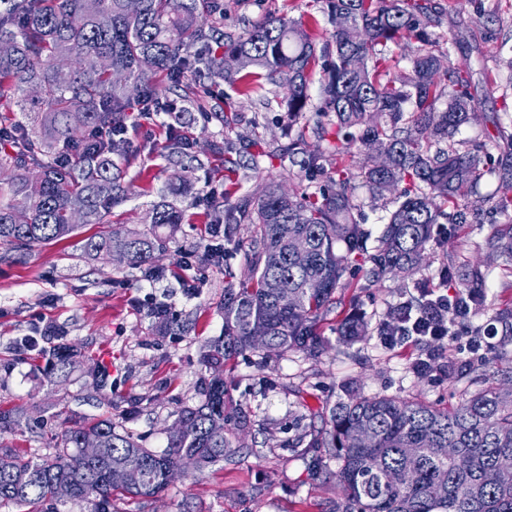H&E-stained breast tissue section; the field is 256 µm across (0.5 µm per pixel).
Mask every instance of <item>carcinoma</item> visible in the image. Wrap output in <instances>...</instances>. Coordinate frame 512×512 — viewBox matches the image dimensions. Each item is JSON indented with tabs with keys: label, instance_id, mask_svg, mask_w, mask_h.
Masks as SVG:
<instances>
[{
	"label": "carcinoma",
	"instance_id": "cac0c4a2",
	"mask_svg": "<svg viewBox=\"0 0 512 512\" xmlns=\"http://www.w3.org/2000/svg\"><path fill=\"white\" fill-rule=\"evenodd\" d=\"M333 27L321 48L309 24L276 15L242 32L225 31L210 22L219 0H0V248L32 250L75 237L86 224H101L127 199L125 172L140 149L127 138V122L142 108L177 102L200 108L197 87L224 82L250 98L265 86L283 88L277 106L288 112V157L303 154L300 168L307 184L290 192L272 182L259 196L224 192L212 204L211 224L224 225V241L239 249L249 274L224 289V330L201 351L207 375L200 379V401L177 411L178 432L166 448H145L131 432L112 421L67 418L49 452L32 458L10 454L12 469L0 471V510L28 506L30 512H58L54 487L76 488L70 503L84 512H114L112 494L148 501L169 485L168 472L193 466L202 472L235 461L239 439L251 434L250 412L233 402L224 368L245 352L284 356L302 352L320 356L329 343L318 332L323 313L336 306L342 278L368 252L370 233L355 218L361 210L350 166L327 173L324 156L304 149L306 132L328 140L329 152L341 159L357 150L360 177L373 199L388 211L377 237L368 279L386 275L406 281L429 264V245L437 224H472L478 213L459 204L479 194L490 170L482 156L499 148L497 139L483 153L455 139L472 118L470 76L452 65L453 42L432 38L430 0H325ZM345 16L362 31L350 41L339 25ZM415 40L408 68L386 65L383 48ZM319 84L320 104L313 106L312 86ZM446 100V107L437 103ZM315 109L312 127L297 120ZM158 149L176 170L147 210L149 228H114L78 241L80 256L97 260L117 252L148 275L166 249L162 227L185 223L197 193L187 176L190 165L204 167L194 141L183 127L168 130ZM224 151L231 170H255L261 154L243 163L233 157L234 141L213 146ZM330 182L312 188L317 178ZM493 209L512 211V184L499 189ZM253 228L247 243L237 233ZM308 241L309 253L298 259L293 239ZM486 257L512 267V220L496 226L485 241ZM490 271L484 261L451 257L439 276L458 288L449 297L448 327L463 312L483 304V283ZM313 279L323 288H309ZM438 314L429 298L408 291L384 313L378 335L392 336L411 327L419 316ZM147 316L168 334L173 322L167 306L155 303ZM512 336V307L492 311ZM267 325L268 335H252L253 325ZM370 321L358 311L336 321L337 342L352 345L368 335ZM65 332L48 325L33 347L51 365L55 379L77 367L79 353ZM24 412L0 410V434L22 428ZM371 435L356 441L355 430ZM96 443L88 457L85 443ZM291 451L308 459L317 478L334 475L344 497L330 512H512V470L498 484L483 483L485 470L500 458H512V365L491 371L481 384L464 391L448 409L388 396H363L350 387L326 408L322 426L298 435ZM405 448L416 453L408 456ZM143 474L139 489L123 484L122 470ZM112 481H107V471Z\"/></svg>",
	"mask_w": 512,
	"mask_h": 512
}]
</instances>
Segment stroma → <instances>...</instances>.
<instances>
[{"label":"stroma","mask_w":512,"mask_h":512,"mask_svg":"<svg viewBox=\"0 0 512 512\" xmlns=\"http://www.w3.org/2000/svg\"><path fill=\"white\" fill-rule=\"evenodd\" d=\"M437 10L431 31L440 38H455L458 47L453 66L471 72L473 111L461 138L479 144L495 136L494 120L512 114V86L499 80V46L512 36V0H435ZM225 29L240 31L269 15L290 19L315 16L310 32L316 41L328 38L324 0H221ZM224 84L209 86L204 99L206 115H193L189 132L195 149L208 152V167L196 171L197 182L212 180L220 186H240L247 193L261 192L272 181L285 180L289 190L299 189V178L288 176L287 156L281 146L288 140L282 129L288 123L284 110L260 111L256 101L233 96L225 100ZM224 119H217V112ZM233 124H226V117ZM128 136L140 154L129 167L125 180L134 195L114 208L112 226L140 227L145 220L142 190L157 191L171 169L163 156L148 153L147 145L163 143L166 127L130 126ZM243 140L242 158H249L251 144L270 151L260 170L247 181L226 170L224 158L211 154L212 144L224 139ZM486 164L493 168L480 186L483 198L480 220L458 227L444 224L442 237L431 251L428 267L417 274L420 282L439 286L436 273L447 256L475 259L479 247L503 215L492 209V197L502 183L512 182V148L493 151ZM167 240L160 262L167 277L149 284L141 269L108 260L87 261L79 257L74 240L66 239L28 252L0 248V409L21 408L28 426L0 437V445L44 453L53 446L61 428L59 410L82 416L105 413L139 436L144 447L163 449L167 428L183 404L199 400L203 368L200 348L220 335L224 324L220 304L228 279H242L244 267L239 252L226 246L223 268H215L202 243L207 237L205 207L191 211ZM193 253L194 283H186L183 261ZM351 285L336 292L343 306H354L371 321H378L395 302L397 281L374 284L365 277H351ZM485 307L466 320V333L450 339L446 349L429 340L409 339L386 344L377 334L347 347L333 343L335 312H328L320 331L331 339L320 358L301 353L284 357L247 354L236 360L224 375L233 398L254 420L251 436L243 439L236 462L217 465L201 473H188L172 481L158 498L139 502L116 501L117 512H330L343 495L335 478L314 480L306 464L288 449V442L301 430L319 425L318 414L341 396L346 384L357 385L368 396L385 395L447 406L457 401L463 389L479 381L505 357L512 355V341L501 335L488 336V311L512 303V274L494 270L484 288ZM163 302L178 313L185 324L179 336L159 335L146 315L148 301ZM64 328L80 353V367L63 383H49L36 358L24 344L39 338L47 324ZM440 353L445 365L427 376H416L417 359ZM480 356L478 370H470L473 356ZM111 375L112 387L99 391L94 370ZM141 398L137 413H130L132 398Z\"/></svg>","instance_id":"stroma-1"}]
</instances>
